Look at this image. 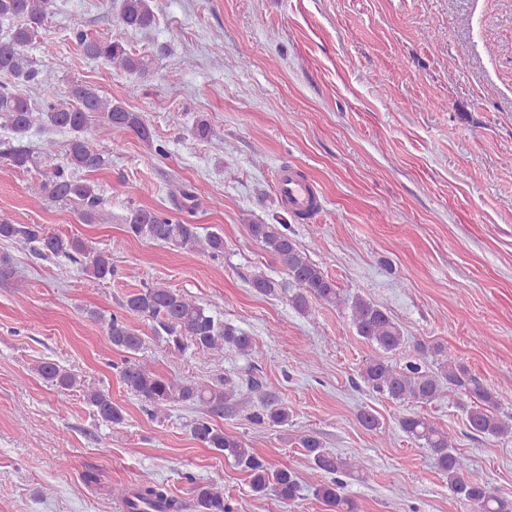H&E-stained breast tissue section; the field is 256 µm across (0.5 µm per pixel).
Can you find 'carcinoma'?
Returning a JSON list of instances; mask_svg holds the SVG:
<instances>
[{
	"label": "carcinoma",
	"mask_w": 512,
	"mask_h": 512,
	"mask_svg": "<svg viewBox=\"0 0 512 512\" xmlns=\"http://www.w3.org/2000/svg\"><path fill=\"white\" fill-rule=\"evenodd\" d=\"M53 0H0V19L13 20L16 25L7 37L0 40V73L11 77L10 82L0 84V128L16 134L29 130L51 128L70 134L66 162L57 165L43 176L32 188L36 201H50L63 205L78 206L77 213L85 224L102 221L101 198L96 184L75 176L77 170L94 171L105 164L101 153L89 143L85 131L89 117L100 115L112 138L122 139L135 135L143 141L152 140V133L144 116L118 101L101 97L96 89L85 84H73L68 95L72 103L64 104L51 73L37 68L24 52L38 31L42 29L51 12ZM118 19L127 29L148 30L157 23L155 0H120ZM72 33L86 56L103 60L113 68L132 77L145 76L150 63L132 53L119 40L88 37L83 21L75 17ZM27 85L41 93L42 104L34 105L23 92ZM9 165L27 170L34 164L33 156L22 145H10L0 152ZM178 210L193 213L198 205L199 189L180 185L171 192ZM125 231L135 239L169 244L181 250L203 252L212 258L224 255V235L210 232L201 235L198 226L185 219L172 217L153 209L135 207L123 218ZM247 240L259 245L280 265L288 277V284L280 283L261 273L250 281L251 288L262 295L279 291L288 294V305L297 313L307 315L310 302L319 300L351 310L357 334L390 353L404 345V336L388 312L361 295L341 294L336 282L323 268L312 261L290 234L288 224H248ZM37 240L51 255L59 257L58 274L68 276L73 267L94 280H108L116 274L112 263V248L97 249L83 239L67 235L39 237L38 231L0 220V240ZM120 312L106 318L95 310L87 312L88 318L102 325L112 347L128 354L119 370L121 382L147 408L153 418L166 412L175 403L202 405L208 414L196 417L190 426L194 440L206 448L233 458L249 477L251 490L259 495L270 494L286 508H295L299 494L296 474L288 467L274 466L259 456L254 449L234 436L215 426L211 415L224 412V406L236 397L238 385L226 378H192L180 381L168 379L149 368L139 359H131L144 346V338L132 327L130 319L146 318L153 322V331L170 350L178 353L213 355L234 348L239 352L257 357L260 352L253 348L251 337L241 329L217 318L206 306L192 296L163 284L144 285L126 295L119 302ZM36 372L50 385L63 391L81 389L84 400L93 407L105 422L120 423L124 420L122 408L112 400L106 389L84 387L79 377L52 361H42ZM361 381L373 392L395 401L428 404L442 392L444 386L455 387L461 397L474 399L467 409L470 428L478 435L499 437L512 433V424L500 418L497 392L477 383L447 348L440 344L418 342L414 359L403 365L385 360H372L359 373ZM248 389L258 394L259 404L251 414L253 424L264 427H283L293 415L292 409L262 391L256 381L248 383ZM399 428L412 441L427 448L436 467L448 477V489L468 507L469 512H512V501L498 496L486 482L474 479L461 471L454 439L447 431L417 413L403 415ZM300 447L306 456L331 479L319 485L314 495L333 512H355L353 502L346 496L338 474L353 476L363 469L358 457H341L325 451L323 443L314 434L299 437ZM194 484V500L188 505L171 495L168 489L156 481L152 474L139 475L132 491L122 490L118 499L124 512H231L224 504V496L211 483Z\"/></svg>",
	"instance_id": "1"
}]
</instances>
